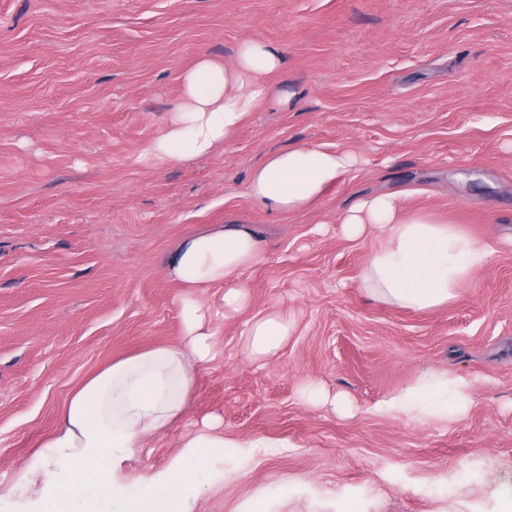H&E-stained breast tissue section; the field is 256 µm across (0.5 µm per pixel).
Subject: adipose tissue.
<instances>
[{"instance_id": "1", "label": "adipose tissue", "mask_w": 512, "mask_h": 512, "mask_svg": "<svg viewBox=\"0 0 512 512\" xmlns=\"http://www.w3.org/2000/svg\"><path fill=\"white\" fill-rule=\"evenodd\" d=\"M281 63L280 52L261 41L244 43L232 70L200 55L182 77L168 131L145 149V158L163 166L214 152L247 113L269 98L265 77ZM356 164L354 153L321 145L282 151L252 173L250 196L270 211L301 212ZM399 210L396 195L380 194L355 200L339 219L348 236H361L371 228L381 235L380 248L361 271L362 287L404 309L447 305L484 266L488 246L430 217L400 216ZM259 256L258 239L243 228L192 235L181 242L168 274L189 290L182 299L183 344L151 347L115 360L72 394L44 456L46 465H67L72 473L43 495L40 512H182L185 492L205 487L212 453L230 445L212 423L184 441L175 465L146 490H115L114 471L149 437L175 427L187 415L197 369L215 356L216 343L193 289L223 286L225 308L241 310L249 305L250 293L237 276ZM292 330L285 314L254 317L242 334L246 356L253 361L275 357ZM468 404L463 379L431 372L379 409L445 420Z\"/></svg>"}]
</instances>
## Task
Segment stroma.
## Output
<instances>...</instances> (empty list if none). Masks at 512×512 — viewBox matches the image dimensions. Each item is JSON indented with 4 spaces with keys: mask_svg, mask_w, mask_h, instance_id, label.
<instances>
[{
    "mask_svg": "<svg viewBox=\"0 0 512 512\" xmlns=\"http://www.w3.org/2000/svg\"><path fill=\"white\" fill-rule=\"evenodd\" d=\"M283 55L270 99L203 159L155 166L183 75L242 43ZM358 163L311 209L276 213L251 173L298 146ZM396 193L404 213L489 247L458 298L414 311L360 286L378 234L336 218ZM237 226L261 242L248 307L204 289L217 353L179 428L119 466L138 490L203 418L212 456L185 512H504L512 504V0H0V512H38L66 478L40 456L71 394L113 360L183 341L167 274L188 235ZM294 332L265 363L241 351L271 310ZM436 371L469 383L467 412L388 417L379 402ZM349 411L305 402L306 385Z\"/></svg>",
    "mask_w": 512,
    "mask_h": 512,
    "instance_id": "stroma-1",
    "label": "stroma"
}]
</instances>
